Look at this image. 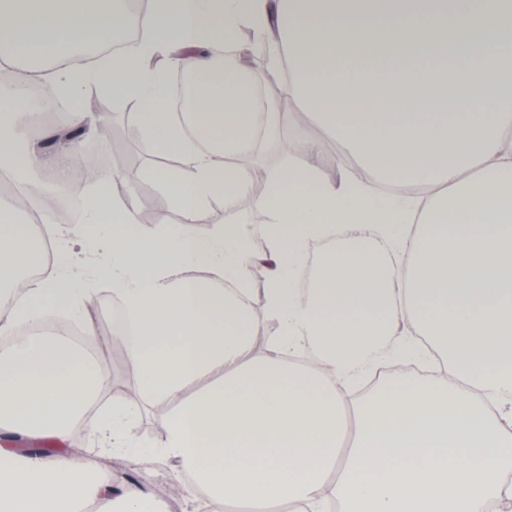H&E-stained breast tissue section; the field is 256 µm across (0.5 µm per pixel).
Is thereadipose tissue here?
Returning a JSON list of instances; mask_svg holds the SVG:
<instances>
[{"mask_svg":"<svg viewBox=\"0 0 512 512\" xmlns=\"http://www.w3.org/2000/svg\"><path fill=\"white\" fill-rule=\"evenodd\" d=\"M124 15L105 0H0V69L100 45L86 68H50L73 105L70 138L46 151L23 139L26 103L0 88V170L18 175L0 206V512H85L115 499L121 512H165L159 492L89 475L70 450L71 426L99 373L66 336L17 339L65 312L89 339L92 301L53 240L51 270L21 296L7 284L39 264L24 207L51 212L22 174L39 164L68 182L77 138L99 135L79 102L104 86L139 106L145 137L179 168L151 172L182 223L148 225L135 197H111L112 175L82 192V238H94L123 308L126 364L140 397L171 407L150 456L169 462L193 512L247 504L270 512H488L512 495V428L494 399L512 396V0H149L134 50L112 52ZM277 45L273 76L288 101L369 173L330 179L306 142L257 201L287 234L249 251L244 225L201 232L213 199L252 191L233 156L255 149L292 113L257 92L248 69L219 62L243 26ZM187 83L171 112L166 66ZM339 237L299 287L308 244ZM267 264L262 294L250 269ZM269 333L265 353L253 351ZM431 351L429 379L402 378L363 399L343 383L386 355ZM326 364L321 374L318 364ZM100 453L136 447L122 397L99 425Z\"/></svg>","mask_w":512,"mask_h":512,"instance_id":"obj_1","label":"adipose tissue"}]
</instances>
